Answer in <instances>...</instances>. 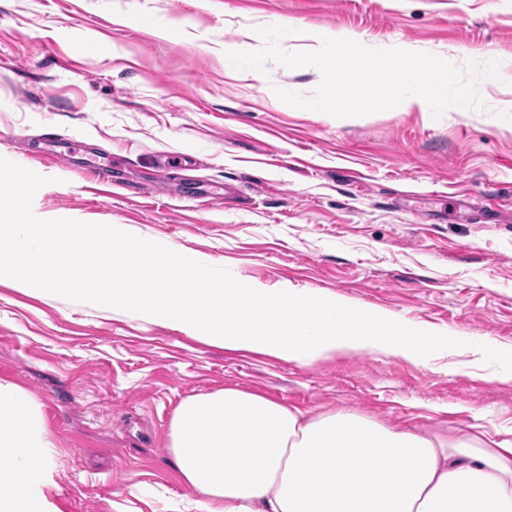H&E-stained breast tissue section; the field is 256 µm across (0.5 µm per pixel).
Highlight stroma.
<instances>
[{"mask_svg": "<svg viewBox=\"0 0 512 512\" xmlns=\"http://www.w3.org/2000/svg\"><path fill=\"white\" fill-rule=\"evenodd\" d=\"M268 26L288 51L333 31L499 75L480 109L339 119L274 93L313 98L316 68L231 65ZM0 158L48 177L38 218L122 224L238 279L512 351V0H0ZM0 380L43 415L60 512H182L172 415L228 386L309 417L512 440V381L463 352L286 363L6 281Z\"/></svg>", "mask_w": 512, "mask_h": 512, "instance_id": "obj_1", "label": "stroma"}]
</instances>
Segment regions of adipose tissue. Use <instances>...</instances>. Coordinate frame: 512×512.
<instances>
[{
    "label": "adipose tissue",
    "mask_w": 512,
    "mask_h": 512,
    "mask_svg": "<svg viewBox=\"0 0 512 512\" xmlns=\"http://www.w3.org/2000/svg\"><path fill=\"white\" fill-rule=\"evenodd\" d=\"M169 448L197 512H512V440L308 418L238 388L182 401ZM53 483L42 416L0 381V512H59Z\"/></svg>",
    "instance_id": "adipose-tissue-1"
}]
</instances>
